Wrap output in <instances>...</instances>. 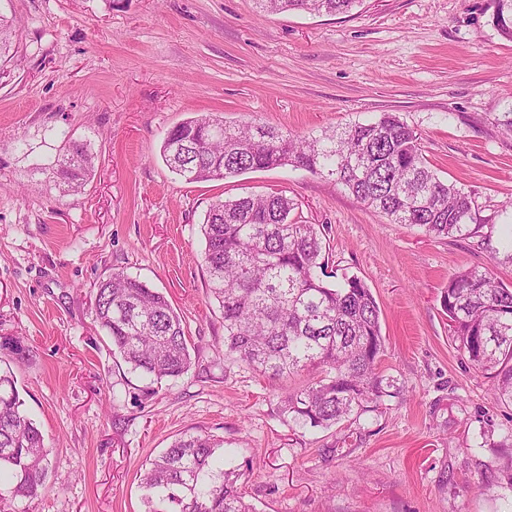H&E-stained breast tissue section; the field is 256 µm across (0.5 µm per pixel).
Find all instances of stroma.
<instances>
[{
	"label": "stroma",
	"instance_id": "stroma-1",
	"mask_svg": "<svg viewBox=\"0 0 512 512\" xmlns=\"http://www.w3.org/2000/svg\"><path fill=\"white\" fill-rule=\"evenodd\" d=\"M491 0H363L352 13L263 15L253 0H0L16 41L0 62V369L49 450L37 499L0 512H143L139 473L182 433L234 455L257 512H512V406L457 349L440 305L461 270L512 287V41ZM394 112L442 178L472 193L479 236L391 223L290 167L189 183L160 157L202 113L318 134ZM96 168L58 199L43 166L63 140ZM282 193L327 227L338 273L380 308L393 393L328 429L280 413L281 380L224 352L201 223L217 200ZM163 292L192 366L148 389L92 314L112 272Z\"/></svg>",
	"mask_w": 512,
	"mask_h": 512
}]
</instances>
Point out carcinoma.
<instances>
[{
	"instance_id": "obj_1",
	"label": "carcinoma",
	"mask_w": 512,
	"mask_h": 512,
	"mask_svg": "<svg viewBox=\"0 0 512 512\" xmlns=\"http://www.w3.org/2000/svg\"><path fill=\"white\" fill-rule=\"evenodd\" d=\"M254 2L264 15H336L360 0ZM15 34L14 20L0 14V55ZM160 154L189 183L291 166L334 181L393 224L438 237L476 234L471 194L427 165L420 136L393 112L318 135L201 114L171 129ZM94 168L89 146L67 141L45 171L62 200ZM295 209L281 193L211 204L202 223L207 284L222 308L226 352L279 379L316 374L281 399L280 411L300 427L328 428L380 402L393 384L378 372L384 337L370 288L355 275L336 277L325 226L290 218ZM440 304L458 349L494 379L496 401L512 405V288L486 270L464 269ZM92 309L129 372L152 385L189 370L185 324L164 294L118 271L99 283ZM22 406L12 376L0 373V485L30 500L43 486L48 451ZM238 477L224 468V441L186 434L140 473L144 512H255Z\"/></svg>"
}]
</instances>
